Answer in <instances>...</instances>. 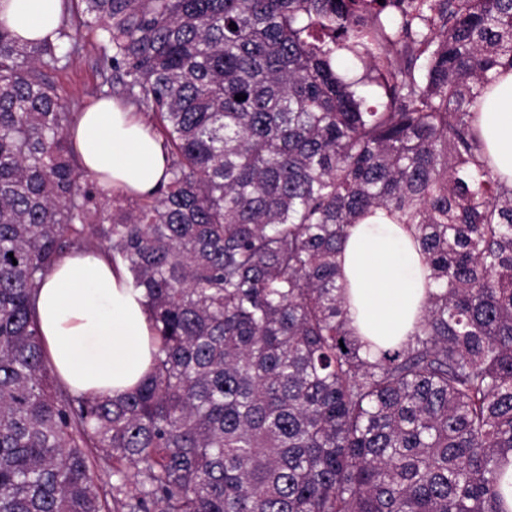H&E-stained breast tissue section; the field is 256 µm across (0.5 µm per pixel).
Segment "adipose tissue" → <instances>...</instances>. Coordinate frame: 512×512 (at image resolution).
Wrapping results in <instances>:
<instances>
[{
	"mask_svg": "<svg viewBox=\"0 0 512 512\" xmlns=\"http://www.w3.org/2000/svg\"><path fill=\"white\" fill-rule=\"evenodd\" d=\"M62 17L63 0H0V23L26 41L55 37ZM480 122L489 155L512 182V75L486 95ZM71 135L85 171L103 187L146 194L164 179L160 141L113 99L82 112ZM341 259L356 334L384 348L405 342L428 296L410 232L376 212L353 225ZM35 310L48 360L71 391L122 394L149 373L155 346L144 293L102 250L60 257L36 292Z\"/></svg>",
	"mask_w": 512,
	"mask_h": 512,
	"instance_id": "obj_1",
	"label": "adipose tissue"
}]
</instances>
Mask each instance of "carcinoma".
<instances>
[{"instance_id":"cac0c4a2","label":"carcinoma","mask_w":512,"mask_h":512,"mask_svg":"<svg viewBox=\"0 0 512 512\" xmlns=\"http://www.w3.org/2000/svg\"><path fill=\"white\" fill-rule=\"evenodd\" d=\"M64 3L53 41L0 24V512H512V184L479 112L512 72V0ZM90 33L95 92L165 153L128 207L79 167L52 80ZM376 209L415 227L434 291L372 355L338 256ZM92 248L156 341L115 397L50 375L33 310Z\"/></svg>"}]
</instances>
